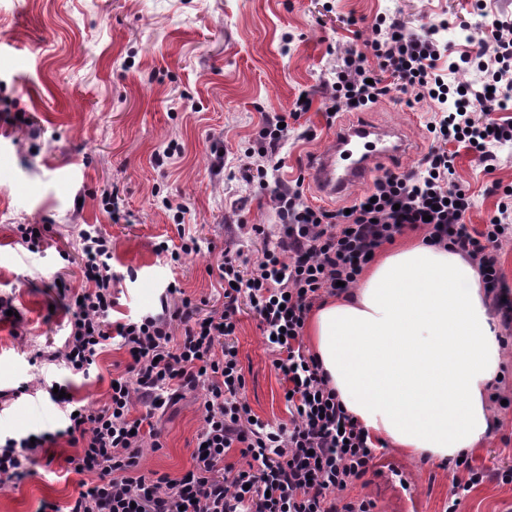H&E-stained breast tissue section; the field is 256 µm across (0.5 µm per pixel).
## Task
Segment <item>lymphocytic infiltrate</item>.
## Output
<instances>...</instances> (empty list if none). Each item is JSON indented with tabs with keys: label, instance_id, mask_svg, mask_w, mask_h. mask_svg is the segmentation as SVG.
Returning a JSON list of instances; mask_svg holds the SVG:
<instances>
[{
	"label": "lymphocytic infiltrate",
	"instance_id": "lymphocytic-infiltrate-1",
	"mask_svg": "<svg viewBox=\"0 0 512 512\" xmlns=\"http://www.w3.org/2000/svg\"><path fill=\"white\" fill-rule=\"evenodd\" d=\"M492 27L491 40L461 52L442 69L438 62L448 46L437 38L439 26L415 35L400 17L382 16L371 43L378 70L368 69L362 55L342 57L331 84L330 110L371 107L395 86L435 108L432 145L417 166L402 173L384 170L350 209L315 208L306 202L301 184L269 182V173L281 166L279 151L288 130L286 115L266 119L259 149L245 152L238 169L243 181L269 191L278 237L246 275L240 270L241 251L225 249L218 266L225 283L222 312L202 314L184 297L179 305L165 300L159 311L111 324L112 240L94 225L81 230L85 286L78 292L60 288L68 332L62 346L43 358L85 374L116 336L130 361L103 407L59 398L63 420L56 431L1 442L0 489L20 483L28 474L26 462L63 439L78 449L67 464L94 480L80 482L66 505L46 502L41 512H374L372 499L348 498L344 492L367 474L379 444L354 422L304 348L305 320L322 294L355 285L384 244L404 230L421 229L427 244H452L477 267L495 291L503 326H512V299L499 288L500 245L512 238V187L503 188L497 213L483 229L468 227L469 199L452 183L456 155L447 149L451 142L463 144L491 168L496 146L512 142V121L494 118L512 109V17L494 19ZM473 65L483 74L480 83L448 82V74ZM243 295L259 317L272 365L285 382L291 415L285 427L253 419L242 398L245 379L238 351L227 338L235 333ZM201 386L206 389L203 425L191 469L177 479L140 472L146 450L162 447L159 432L144 430V421L165 411L182 392ZM138 407L144 413L136 418L132 411ZM233 448L246 458L245 468L225 465ZM448 467L459 478L447 512H457L461 495L487 480L512 484V468L490 472L467 459L450 460Z\"/></svg>",
	"mask_w": 512,
	"mask_h": 512
}]
</instances>
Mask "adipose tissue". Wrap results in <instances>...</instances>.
<instances>
[{
  "mask_svg": "<svg viewBox=\"0 0 512 512\" xmlns=\"http://www.w3.org/2000/svg\"><path fill=\"white\" fill-rule=\"evenodd\" d=\"M475 265L406 245L313 314L308 338L347 412L373 440L440 464L492 430L501 330Z\"/></svg>",
  "mask_w": 512,
  "mask_h": 512,
  "instance_id": "obj_1",
  "label": "adipose tissue"
}]
</instances>
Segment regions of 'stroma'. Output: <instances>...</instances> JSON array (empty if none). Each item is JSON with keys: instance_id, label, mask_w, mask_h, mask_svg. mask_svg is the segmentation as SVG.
Returning a JSON list of instances; mask_svg holds the SVG:
<instances>
[{"instance_id": "35a3bbf8", "label": "stroma", "mask_w": 512, "mask_h": 512, "mask_svg": "<svg viewBox=\"0 0 512 512\" xmlns=\"http://www.w3.org/2000/svg\"><path fill=\"white\" fill-rule=\"evenodd\" d=\"M484 4L480 10L474 0H0V296L13 298L24 315L17 329L0 322V391L40 379L67 382L76 400L99 408L112 378L124 373L129 356L116 340L86 376L37 358L67 334L54 282L82 287L85 225L112 238V323L157 308L172 280L203 312L222 310V251L239 248L257 257L268 241L252 225L275 222L269 195L234 176L239 155L258 147L265 114L290 116L279 178L306 176L310 158L333 131L325 112L333 69L348 51L377 64L371 48L377 17L400 15L417 35L432 21H445L441 37L459 53L490 39L495 17L512 15V0ZM303 94L311 106L298 114L295 102ZM24 115L30 124L21 123ZM430 115L429 103L395 88L366 111L340 110L335 125L363 117L401 127L410 147L397 166L403 172L431 145ZM171 142L180 154L156 167V154ZM219 150L226 171L218 175ZM496 154L492 170L464 148L455 162L454 179L471 201L465 222L478 230L497 212L491 186L512 187V145ZM106 189L116 190L117 207L104 204ZM165 197L185 206L183 221L163 207ZM20 224L48 225L40 251L19 244ZM185 235L199 249L180 263L157 253L158 243L174 247ZM239 306L231 341L243 395L261 420L288 425L282 380L258 319L247 300ZM506 353L499 394L507 405L494 408L495 427L470 455L474 466L490 471L512 468V345ZM204 394L201 388L184 393L154 418L162 447L146 452L142 472L178 478L191 467ZM60 425L43 390L0 411L4 439ZM55 452L53 463L38 460L19 487L0 491V512H39L46 501L66 505L81 476L63 461L73 447L61 441ZM396 488L417 501L419 512H444L452 474L388 448L346 494L370 496L376 512H393ZM458 512H512V485L484 482L462 497Z\"/></svg>"}]
</instances>
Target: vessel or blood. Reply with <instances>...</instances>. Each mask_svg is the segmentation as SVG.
<instances>
[{"mask_svg": "<svg viewBox=\"0 0 512 512\" xmlns=\"http://www.w3.org/2000/svg\"><path fill=\"white\" fill-rule=\"evenodd\" d=\"M408 151V143L399 128L357 120L338 127L327 145L316 152L309 181L328 201L367 182Z\"/></svg>", "mask_w": 512, "mask_h": 512, "instance_id": "vessel-or-blood-1", "label": "vessel or blood"}]
</instances>
